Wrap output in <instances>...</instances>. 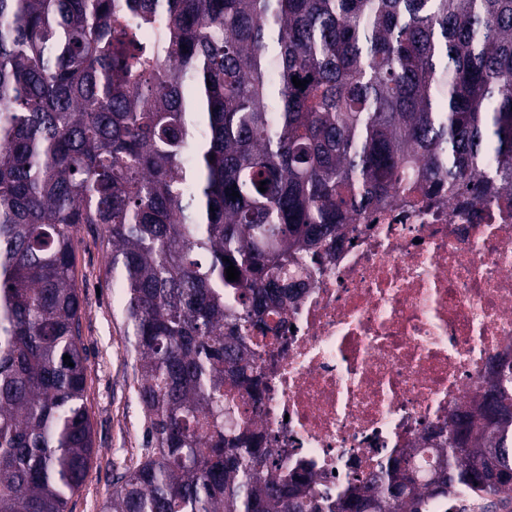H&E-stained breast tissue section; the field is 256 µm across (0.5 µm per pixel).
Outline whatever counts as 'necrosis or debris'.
<instances>
[{
	"instance_id": "obj_1",
	"label": "necrosis or debris",
	"mask_w": 512,
	"mask_h": 512,
	"mask_svg": "<svg viewBox=\"0 0 512 512\" xmlns=\"http://www.w3.org/2000/svg\"><path fill=\"white\" fill-rule=\"evenodd\" d=\"M279 335L252 339L259 394L230 390L227 424L259 435L314 489L343 493L437 446L512 365V208L454 200L359 217L323 263L298 254Z\"/></svg>"
}]
</instances>
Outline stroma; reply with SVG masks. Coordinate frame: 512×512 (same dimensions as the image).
<instances>
[{
  "label": "stroma",
  "instance_id": "35a3bbf8",
  "mask_svg": "<svg viewBox=\"0 0 512 512\" xmlns=\"http://www.w3.org/2000/svg\"><path fill=\"white\" fill-rule=\"evenodd\" d=\"M106 264L101 229L82 228L74 271L87 356L84 403L94 450L82 485L68 500V512H103L115 478L136 467L145 454L137 356L123 323L121 294L106 280Z\"/></svg>",
  "mask_w": 512,
  "mask_h": 512
}]
</instances>
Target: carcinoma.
I'll return each instance as SVG.
<instances>
[{
	"mask_svg": "<svg viewBox=\"0 0 512 512\" xmlns=\"http://www.w3.org/2000/svg\"><path fill=\"white\" fill-rule=\"evenodd\" d=\"M447 196L512 205V0H0V512H67L86 474L83 224L147 421L105 512H507L512 370L424 483L402 456L333 500L224 429L288 258Z\"/></svg>",
	"mask_w": 512,
	"mask_h": 512,
	"instance_id": "cac0c4a2",
	"label": "carcinoma"
}]
</instances>
